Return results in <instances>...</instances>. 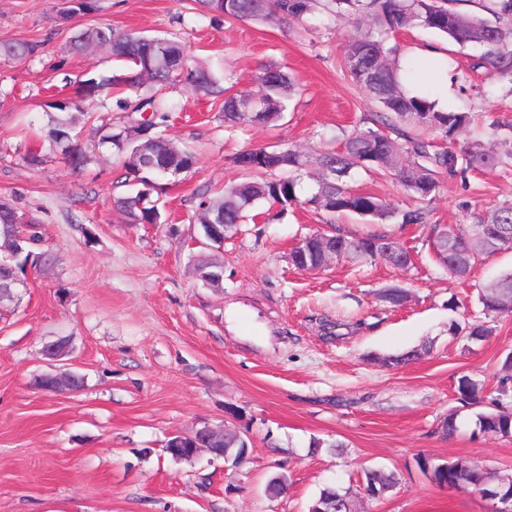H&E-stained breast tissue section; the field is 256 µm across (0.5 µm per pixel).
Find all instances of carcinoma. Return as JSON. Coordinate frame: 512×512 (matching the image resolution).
Returning a JSON list of instances; mask_svg holds the SVG:
<instances>
[{
	"label": "carcinoma",
	"mask_w": 512,
	"mask_h": 512,
	"mask_svg": "<svg viewBox=\"0 0 512 512\" xmlns=\"http://www.w3.org/2000/svg\"><path fill=\"white\" fill-rule=\"evenodd\" d=\"M449 0H327V10L338 16L357 15L367 19V27L356 30L344 57L345 71L354 83L377 103L380 111L363 118L364 127L342 137L337 150L318 153L320 173L313 186L301 197V177L309 165V155L277 142L246 149L234 157V165L246 178L224 188L218 198L203 202L194 216L201 234L211 224H245L250 211L267 203L274 213L267 221L280 219L299 205H308L327 216L331 230L302 239L290 252L291 264L303 271L327 266L324 246H338L345 260L381 259L397 267L413 265L410 252L390 250L393 238L386 233L351 236L332 222L344 213L370 219L373 224L393 221L402 225H425L430 229L429 247L433 260L454 277L466 278L478 257L512 249V202H504L486 211H473L462 225L431 223V202L441 181L463 177L470 171L512 170V119L490 114L481 131L460 152L448 149L447 141L468 131L473 119L468 112L442 111L434 98L409 86L412 69L401 57L398 45L388 42L401 30L421 28L452 41L460 48L477 52L475 66L486 69L493 79L512 85V0H491L488 15L459 12L448 7ZM201 12L213 18L266 22L276 16L303 19L313 12L319 0H190ZM105 47L112 59L124 65L123 73L92 75L76 85V100L59 103L49 137L61 149L72 169L83 168L91 157L78 144L67 110L82 101H93L103 89L112 87L129 92L117 100V106L141 114V118L119 131L112 130L107 113L100 112L101 143L112 146L122 159V178L131 192L115 201V207L131 224H158L162 218L161 196L165 187L160 179L191 170L196 153L188 146L174 145L161 130L168 117L169 104L155 91L157 85L183 84L188 90L223 98L225 128L240 124H271L284 119L287 101L295 90V81L280 67L269 66L261 72L260 95L245 89L230 91L234 76L224 74L229 87L220 86L215 73L205 66H191L181 41L176 37L149 36L137 31H117L99 26L76 31L69 42L73 54H85ZM39 44L21 42L1 44L0 55L36 57ZM364 171L388 177L397 183L413 204L403 208L356 185V176ZM28 235L32 243H19V235ZM0 303L14 297L26 286V270L50 263L46 252L34 251L40 241L35 226L24 220L8 202L0 200ZM380 301L399 308L409 301L407 291L399 287L382 290ZM483 314H512V272L504 273L481 289ZM448 328L466 330L467 338L480 340L491 328L480 321ZM499 392L512 385V353L505 356L498 376ZM460 400L481 411L475 414V429L481 434L512 435V406L496 399L484 410L483 384L469 376L458 381ZM220 448L201 438L182 436V445L198 452L206 449L216 457L238 463L247 453V443L236 428L217 431ZM420 467L432 474L440 485L455 474L466 491L484 487L512 491L511 473H492L472 469L459 461L437 462L419 459ZM359 485V494L369 497L373 491L383 495L397 484L393 474L367 470ZM356 494L349 489L327 486L311 502L308 512H356Z\"/></svg>",
	"instance_id": "cac0c4a2"
}]
</instances>
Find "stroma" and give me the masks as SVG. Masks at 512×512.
Segmentation results:
<instances>
[{
	"label": "stroma",
	"mask_w": 512,
	"mask_h": 512,
	"mask_svg": "<svg viewBox=\"0 0 512 512\" xmlns=\"http://www.w3.org/2000/svg\"><path fill=\"white\" fill-rule=\"evenodd\" d=\"M64 0H0V43L37 42L34 58L0 57V200L35 219L39 250L53 263L29 270L14 303L0 304V512H308L327 486L356 487L364 470L394 473L395 489L360 512H489L474 494H448L417 458L459 460L512 471V438L475 431L457 381L467 375L487 397L498 395L499 362L512 352V315L484 318L482 286L512 270V250L481 258L465 280L431 258L429 227L386 225L414 257L402 270L342 261L301 271L288 254L326 231L319 212L241 225L218 257L222 280H198L202 254L192 216L241 173V150L275 141L314 152L360 128L376 104L342 68L355 32L351 19L315 12L302 21L265 24L200 17L187 0H93L94 9L62 20ZM107 25L148 35L178 32L192 60L233 74L256 91L267 65L300 81L280 125L228 133L217 99L166 90L173 109L167 134L192 146L194 168L167 186L164 224H128L112 207L124 194L122 165L100 143L93 122L79 141L95 162L72 171L48 137L56 101L74 96L86 71L119 73L104 50L75 55V30ZM422 88L438 91L433 70L446 57L448 106L512 117V94L473 69L467 50L423 29L398 33ZM42 162L30 167L25 157ZM512 201V171L469 173L444 182L431 204L432 224H463L471 212ZM411 294L387 308L379 290ZM457 309H449V301ZM487 319L492 333L473 341L448 332L451 321ZM339 323L338 336L323 323ZM65 339L69 369L85 377L76 393L40 389L51 367L41 350ZM401 366L384 359L410 349ZM456 413L453 437L441 423ZM236 427L249 445L238 464L201 453L194 461L166 450L176 433ZM343 442V454L331 449ZM286 492L270 497L274 474Z\"/></svg>",
	"instance_id": "1"
}]
</instances>
